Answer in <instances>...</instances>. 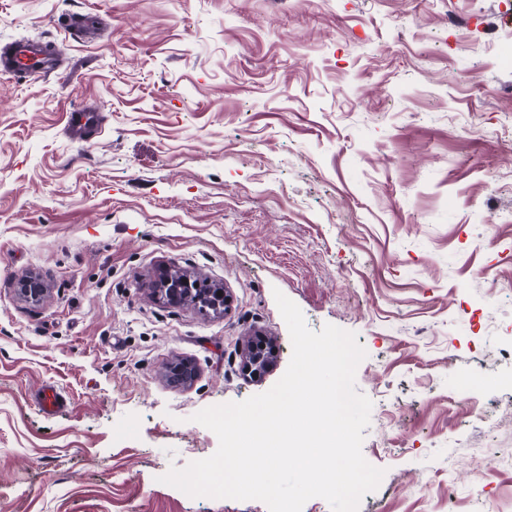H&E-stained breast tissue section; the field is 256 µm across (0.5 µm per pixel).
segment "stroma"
<instances>
[{"mask_svg":"<svg viewBox=\"0 0 512 512\" xmlns=\"http://www.w3.org/2000/svg\"><path fill=\"white\" fill-rule=\"evenodd\" d=\"M21 38L66 62L0 72V512H268L160 477L216 451L192 415L285 372L278 291L367 353L358 512H512V0H0ZM167 268L231 308L156 299ZM99 127L98 112L82 108L69 113L65 131L72 142L84 143L98 133ZM276 350L271 344V350L268 347L262 346L258 349L255 345H252L248 349L245 363V371L248 375L257 376L260 375L263 370H267L273 364V358Z\"/></svg>","mask_w":512,"mask_h":512,"instance_id":"35a3bbf8","label":"stroma"}]
</instances>
